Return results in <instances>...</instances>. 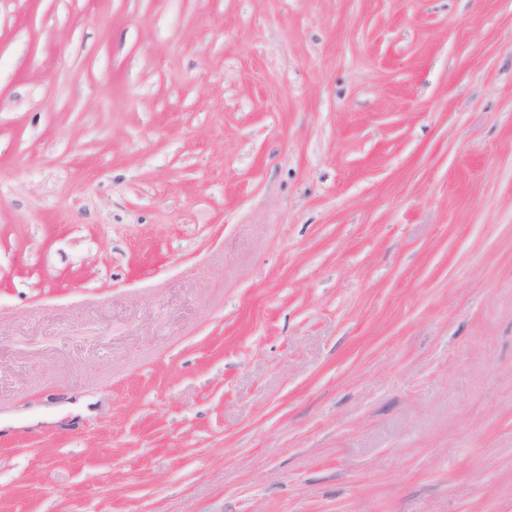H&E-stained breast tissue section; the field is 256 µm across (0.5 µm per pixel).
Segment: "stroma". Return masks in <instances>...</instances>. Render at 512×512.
<instances>
[{
  "label": "stroma",
  "instance_id": "35a3bbf8",
  "mask_svg": "<svg viewBox=\"0 0 512 512\" xmlns=\"http://www.w3.org/2000/svg\"><path fill=\"white\" fill-rule=\"evenodd\" d=\"M0 512H512V0H0Z\"/></svg>",
  "mask_w": 512,
  "mask_h": 512
}]
</instances>
